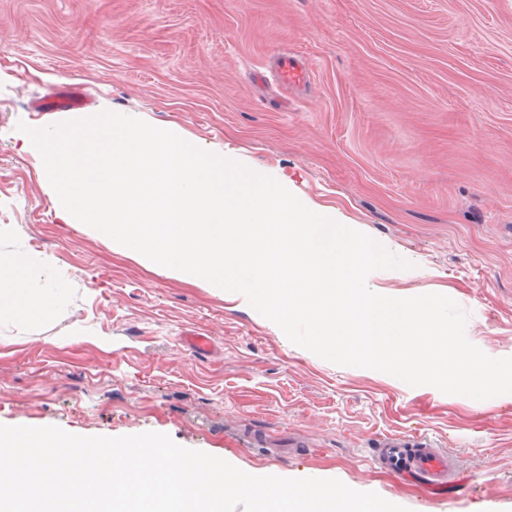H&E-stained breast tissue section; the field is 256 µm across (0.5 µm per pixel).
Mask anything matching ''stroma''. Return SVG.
I'll return each mask as SVG.
<instances>
[{
	"label": "stroma",
	"mask_w": 512,
	"mask_h": 512,
	"mask_svg": "<svg viewBox=\"0 0 512 512\" xmlns=\"http://www.w3.org/2000/svg\"><path fill=\"white\" fill-rule=\"evenodd\" d=\"M286 50L310 86L251 76ZM75 89L272 177L408 261L389 297L439 293L468 340L512 357V0H0V253L50 259L66 300L0 318V424L148 431L285 478H335L409 512H512V394L486 400L339 366L291 343L243 294L168 275L59 223L19 124ZM210 336V353L183 342ZM422 436L457 467L445 492L386 474L374 448Z\"/></svg>",
	"instance_id": "stroma-1"
}]
</instances>
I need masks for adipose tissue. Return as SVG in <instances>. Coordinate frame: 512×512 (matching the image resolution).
Instances as JSON below:
<instances>
[{
  "label": "adipose tissue",
  "instance_id": "obj_1",
  "mask_svg": "<svg viewBox=\"0 0 512 512\" xmlns=\"http://www.w3.org/2000/svg\"><path fill=\"white\" fill-rule=\"evenodd\" d=\"M66 297L51 265L25 252L0 258V315L28 324L55 317Z\"/></svg>",
  "mask_w": 512,
  "mask_h": 512
}]
</instances>
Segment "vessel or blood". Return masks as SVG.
<instances>
[{
	"label": "vessel or blood",
	"mask_w": 512,
	"mask_h": 512,
	"mask_svg": "<svg viewBox=\"0 0 512 512\" xmlns=\"http://www.w3.org/2000/svg\"><path fill=\"white\" fill-rule=\"evenodd\" d=\"M272 74L286 89L304 87L310 79L308 67L285 52L275 57ZM376 461L389 473L413 479L430 490L452 483L455 471L451 458L431 441L405 436L385 438L376 450Z\"/></svg>",
	"instance_id": "1"
}]
</instances>
